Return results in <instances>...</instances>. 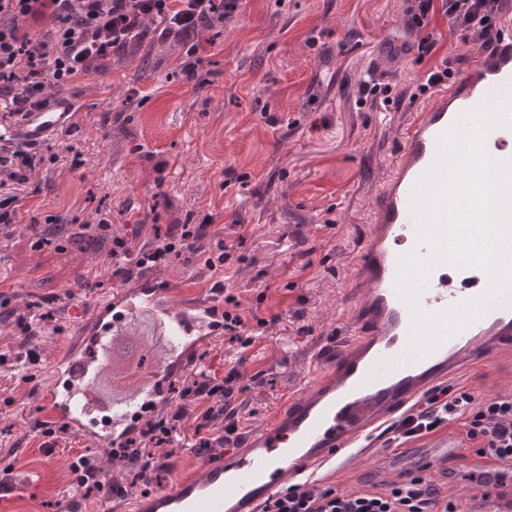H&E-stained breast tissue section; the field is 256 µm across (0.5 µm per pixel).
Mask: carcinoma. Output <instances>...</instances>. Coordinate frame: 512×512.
<instances>
[{
	"label": "carcinoma",
	"instance_id": "1",
	"mask_svg": "<svg viewBox=\"0 0 512 512\" xmlns=\"http://www.w3.org/2000/svg\"><path fill=\"white\" fill-rule=\"evenodd\" d=\"M176 350V341L163 323L151 316L136 315L120 333L111 336L108 349L102 353L103 366L89 379L87 387L98 394L103 388L111 389L112 408L126 410L143 395L158 365Z\"/></svg>",
	"mask_w": 512,
	"mask_h": 512
}]
</instances>
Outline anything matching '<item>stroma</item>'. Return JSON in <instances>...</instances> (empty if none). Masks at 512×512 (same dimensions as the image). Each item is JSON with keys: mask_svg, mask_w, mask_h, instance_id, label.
<instances>
[{"mask_svg": "<svg viewBox=\"0 0 512 512\" xmlns=\"http://www.w3.org/2000/svg\"><path fill=\"white\" fill-rule=\"evenodd\" d=\"M406 8L405 0H243L235 20L201 33L198 79L185 72L182 44L156 41L63 91L75 105L71 131L52 135L25 181L0 188L17 210L16 223L0 224V479L11 485L0 493V512H55L66 490L89 512H103L105 495L71 480L83 455L127 493L168 487L199 467V439H216L225 425L173 399L171 380L202 369L221 376L247 356L235 393L245 436L298 393L320 346L346 339L343 314L373 201L413 112L428 101L416 87L444 56L464 76L479 48L477 39L450 34L439 11L429 27L436 54L405 51ZM388 38L399 42L396 53L386 52ZM374 66L391 87V105L358 102L359 81ZM144 210L152 221L135 223ZM103 220L127 242L124 263L112 261L109 241L93 229ZM173 224L208 225L203 251L229 248L225 291L189 251L135 268L134 256ZM149 281L174 308L201 301L220 310L225 293L236 295L256 339L244 350L220 333L197 336L171 357L162 393L134 408L129 423L182 409L176 453L132 486L128 463L112 461L75 428L59 433L39 405L59 358L99 347L90 320ZM23 318L33 337L22 333ZM29 350L35 362L18 368ZM460 379L481 394L505 388L512 351Z\"/></svg>", "mask_w": 512, "mask_h": 512, "instance_id": "35a3bbf8", "label": "stroma"}]
</instances>
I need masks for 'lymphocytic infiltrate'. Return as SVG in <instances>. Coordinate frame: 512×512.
Instances as JSON below:
<instances>
[{
	"mask_svg": "<svg viewBox=\"0 0 512 512\" xmlns=\"http://www.w3.org/2000/svg\"><path fill=\"white\" fill-rule=\"evenodd\" d=\"M441 2L451 32L476 33L485 49L500 41L505 0ZM240 7L241 0H0V99L6 101L8 115L16 118L46 107L57 92L91 69L105 67L130 46L156 38L187 46L193 55L187 70L196 74L201 31L234 17ZM206 234L203 224L167 229L138 255L135 265L167 263ZM246 362V357H239L221 378L199 372L190 387L201 418H225L230 434L237 430L235 383ZM181 419L177 410L150 422L146 430L130 428L108 454L125 457L127 446L145 434L156 447L167 446ZM455 421L461 423L464 441L477 456L489 454L503 466L512 465V390L483 395L452 383L436 387L423 403L389 426L385 444L400 447ZM460 506L457 497L427 476L410 473L364 490L291 485L267 503L265 512H459Z\"/></svg>",
	"mask_w": 512,
	"mask_h": 512,
	"instance_id": "f902f5d3",
	"label": "lymphocytic infiltrate"
}]
</instances>
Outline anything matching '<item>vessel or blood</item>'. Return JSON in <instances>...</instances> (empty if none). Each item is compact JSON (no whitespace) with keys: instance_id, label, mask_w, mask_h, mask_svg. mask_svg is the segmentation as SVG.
<instances>
[{"instance_id":"vessel-or-blood-1","label":"vessel or blood","mask_w":512,"mask_h":512,"mask_svg":"<svg viewBox=\"0 0 512 512\" xmlns=\"http://www.w3.org/2000/svg\"><path fill=\"white\" fill-rule=\"evenodd\" d=\"M512 86V36L493 49L479 52L472 72L440 90L426 109L415 113L403 136L395 174L375 202L376 222L357 255L358 286L350 304V337L324 349L297 396L273 422L249 434L232 448L216 446L199 469L172 486L129 497L124 512H263L266 502L291 484L312 481L328 471L376 459L384 466L421 471L431 478L447 472L462 444L456 435L441 432L429 440L401 448H377L373 440L386 426L436 386L463 370L512 348V289L495 295L488 310L438 345L421 351L412 343L411 310L397 288L399 261L414 253L425 258L428 244L418 237L412 211L414 189L438 157V140L465 112L478 107L493 87ZM65 126L64 113L49 108L30 113L21 126L30 137ZM488 154L512 161V125H497L485 137ZM448 263L432 268L419 297L425 312L447 311L478 298L469 273V287L448 290ZM125 312L142 308L165 314L177 338L215 332L221 317L198 303L172 308L153 287L137 300L114 299L99 311L98 335L111 333L113 307ZM91 364L71 354L61 359L56 383L43 395L46 413L58 420L80 423L85 411L82 384ZM491 496L475 498L464 492L465 512H512V470L497 460L477 461Z\"/></svg>"}]
</instances>
